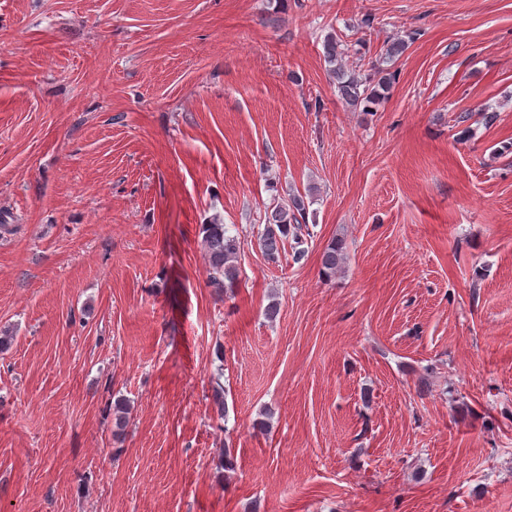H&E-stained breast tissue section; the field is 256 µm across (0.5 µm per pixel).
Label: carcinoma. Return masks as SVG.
Instances as JSON below:
<instances>
[{
	"instance_id": "carcinoma-1",
	"label": "carcinoma",
	"mask_w": 512,
	"mask_h": 512,
	"mask_svg": "<svg viewBox=\"0 0 512 512\" xmlns=\"http://www.w3.org/2000/svg\"><path fill=\"white\" fill-rule=\"evenodd\" d=\"M409 47V42L396 38L387 43L385 56L372 65L371 74L361 75L346 65L352 45L336 33H328L323 41V58L328 64L329 73L336 82L341 100L350 108L361 112L373 111L385 92L391 87L395 75L385 64L395 61ZM308 203L306 196L300 192L289 195L288 203L277 205L264 216V225L259 242L263 256L269 262L278 261L285 244L293 241L295 260L305 256L302 248L305 236L309 235L306 224ZM202 243L208 261V285L222 295L235 288L239 279L238 264L241 241L230 233L223 219L214 216L200 225ZM345 260L342 243L333 241L321 254V273L327 277L336 274ZM130 406L124 400L115 402L112 408V434L119 438L123 435L129 422Z\"/></svg>"
}]
</instances>
